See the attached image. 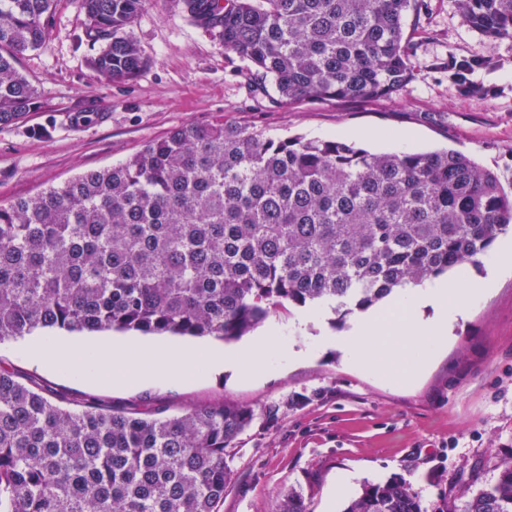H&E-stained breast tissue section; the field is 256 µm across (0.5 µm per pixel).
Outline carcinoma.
<instances>
[{"instance_id": "cac0c4a2", "label": "carcinoma", "mask_w": 512, "mask_h": 512, "mask_svg": "<svg viewBox=\"0 0 512 512\" xmlns=\"http://www.w3.org/2000/svg\"><path fill=\"white\" fill-rule=\"evenodd\" d=\"M57 0H0V127L36 104L18 58L49 36ZM270 79L280 102H366L413 79L403 21L422 0H177ZM108 82L148 60L127 29L145 0H78ZM464 24L512 40V0H458ZM490 59L448 64L460 93ZM512 230V193L456 151L376 154L188 124L125 162L0 204V341L40 328L134 330L231 342L286 303L339 319L408 284L476 265ZM253 409L168 416L65 408L0 366V512H220L226 453ZM459 511L512 512V457ZM276 512H306L284 493ZM343 512H424L410 485L369 484Z\"/></svg>"}]
</instances>
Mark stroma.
Wrapping results in <instances>:
<instances>
[{
    "mask_svg": "<svg viewBox=\"0 0 512 512\" xmlns=\"http://www.w3.org/2000/svg\"><path fill=\"white\" fill-rule=\"evenodd\" d=\"M86 26L76 0H58L46 42L18 59L38 99L18 123L0 128V204L122 163L174 128L218 117L275 139H336L371 152L390 151L387 134L403 132L414 150L459 151L512 187V40L468 28L456 0H423L407 14L412 81L353 104L272 102L256 91L249 63L176 0H148L132 24L148 66L131 82L96 74L90 60L100 46L85 38ZM471 57L495 63L473 74L487 97H462L448 72L450 60ZM470 273L487 282L484 302L407 386L364 375L333 349L264 381L228 372L180 387L89 385L19 357L9 341L0 343V366L71 408L94 401L178 415L205 403L251 406L254 417L228 459L235 479L220 512H274L291 488L306 512H342L346 496H329L342 470L357 471L359 487L404 481L425 512H441L493 483L496 462L512 457V276L489 277L480 265Z\"/></svg>",
    "mask_w": 512,
    "mask_h": 512,
    "instance_id": "stroma-1",
    "label": "stroma"
}]
</instances>
